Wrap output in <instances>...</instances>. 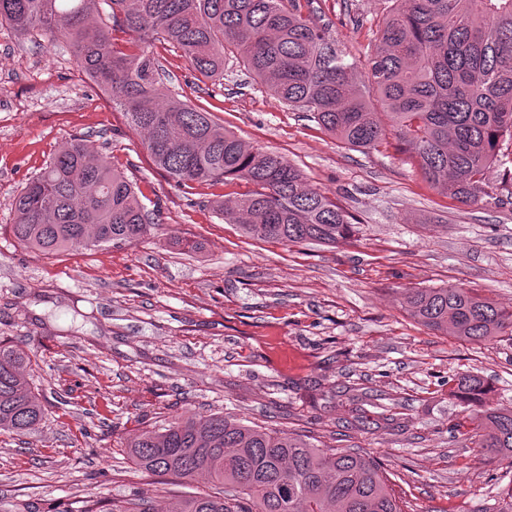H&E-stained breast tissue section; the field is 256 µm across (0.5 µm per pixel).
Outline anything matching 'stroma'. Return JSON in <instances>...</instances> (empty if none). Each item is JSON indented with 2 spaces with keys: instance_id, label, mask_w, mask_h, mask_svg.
I'll return each mask as SVG.
<instances>
[{
  "instance_id": "1",
  "label": "stroma",
  "mask_w": 512,
  "mask_h": 512,
  "mask_svg": "<svg viewBox=\"0 0 512 512\" xmlns=\"http://www.w3.org/2000/svg\"><path fill=\"white\" fill-rule=\"evenodd\" d=\"M355 56L382 0H319ZM163 69L191 104L250 146L298 167L353 217L333 246L254 239L214 206L224 185L175 187L119 109L79 78L65 44L0 27V340L32 350L24 378L47 416L0 432V512H83L143 497L171 512L207 478L136 469L127 444L191 411L223 413L321 448L372 458L405 512H499L512 462L478 447L480 411L449 395L487 378L512 409V337L479 343L428 330L408 290L455 286L512 308V203L438 193L396 140L359 151L288 109L227 57L224 80H197L180 53ZM99 152L155 205L132 245L44 255L10 235L12 199L70 137Z\"/></svg>"
}]
</instances>
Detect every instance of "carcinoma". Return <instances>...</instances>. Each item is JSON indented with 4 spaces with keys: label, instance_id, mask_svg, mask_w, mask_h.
I'll list each match as a JSON object with an SVG mask.
<instances>
[{
    "label": "carcinoma",
    "instance_id": "1",
    "mask_svg": "<svg viewBox=\"0 0 512 512\" xmlns=\"http://www.w3.org/2000/svg\"><path fill=\"white\" fill-rule=\"evenodd\" d=\"M316 2L0 0V25L68 43L175 185L245 182L247 192L216 208L253 238L335 244L352 223L282 156L164 93L159 46L181 52L204 79L224 77V57L237 55L273 97L348 147L375 150L394 137L424 178L461 203L498 204L499 189L512 197V0H385L362 58L336 46ZM142 198L92 140L75 136L17 191L10 233L42 254L133 244L153 223ZM406 311L463 340L512 333V310L455 286L411 289ZM30 364L28 352L0 341V431L23 434L45 417L21 375ZM489 391L480 376L462 374L450 395L480 404ZM474 437L512 458V410H485ZM128 448L148 473L207 474L222 486L177 512H403L389 476L365 456L222 414H182Z\"/></svg>",
    "mask_w": 512,
    "mask_h": 512
}]
</instances>
